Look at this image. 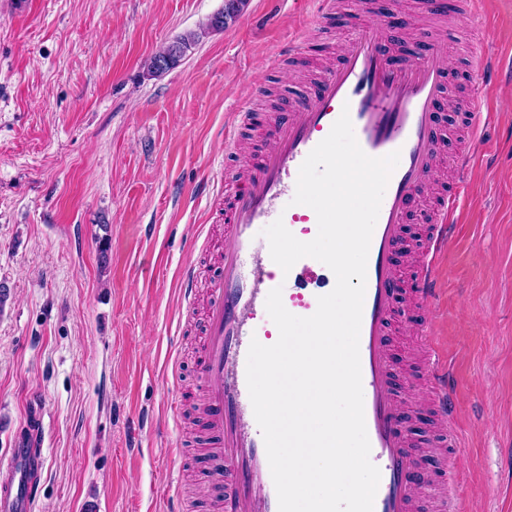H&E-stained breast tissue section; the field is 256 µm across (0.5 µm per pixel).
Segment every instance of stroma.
Masks as SVG:
<instances>
[{"instance_id": "1", "label": "stroma", "mask_w": 512, "mask_h": 512, "mask_svg": "<svg viewBox=\"0 0 512 512\" xmlns=\"http://www.w3.org/2000/svg\"><path fill=\"white\" fill-rule=\"evenodd\" d=\"M224 0H0V470L42 412L33 512H213L193 437L175 440L173 383L193 389V334L181 272L223 248L209 188L239 163L224 152L235 112L286 108L302 89L280 47L336 60L372 15L319 16L313 0H248L176 66L151 57ZM414 27L380 17L409 46L445 42L453 100L492 118L479 134L460 229L439 258L433 310L459 405L467 512H512V0L428 12ZM499 58L469 75L470 42ZM140 421L138 435L129 424ZM179 444L181 467L169 461Z\"/></svg>"}]
</instances>
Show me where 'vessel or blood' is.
Returning a JSON list of instances; mask_svg holds the SVG:
<instances>
[{"instance_id":"b4317fda","label":"vessel or blood","mask_w":512,"mask_h":512,"mask_svg":"<svg viewBox=\"0 0 512 512\" xmlns=\"http://www.w3.org/2000/svg\"><path fill=\"white\" fill-rule=\"evenodd\" d=\"M448 68L439 45L396 53L380 27L365 23L350 30L339 62L316 74L291 110L271 113L263 122L267 149L245 157L246 176L224 199V248L209 279L196 360L214 512H278L263 435L248 392V349L251 340L271 345L279 337L265 307L272 289L281 288L290 313L306 317L315 312L318 297L332 291L335 276L309 257L282 272L271 262L268 245L257 244L256 230L280 219L293 234L316 237L315 212L292 199L302 163L344 112L367 155L400 154L370 242L359 336L370 460L381 474L373 512H422L427 505L422 490L435 485L426 458L417 453L407 433L417 410L399 394L401 367L391 343L407 293L424 311L418 323L422 378L432 389L430 413L445 449L435 467L451 469L450 451L457 446L451 431L456 398L429 311L441 291L438 258L456 234V213L466 196L473 149L454 155L456 180L446 193L432 201L423 195L435 178V160L445 151L440 112ZM410 223L428 225L423 243L406 237ZM403 252L419 256L410 282L397 263ZM39 458L36 441L15 449L0 476V512H32Z\"/></svg>"}]
</instances>
